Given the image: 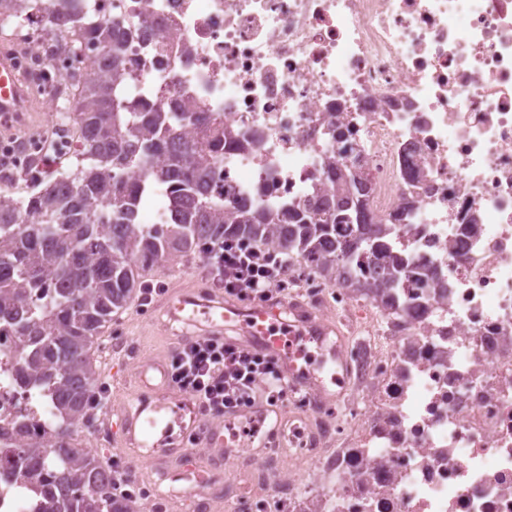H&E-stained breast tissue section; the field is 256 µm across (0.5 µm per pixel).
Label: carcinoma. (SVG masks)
<instances>
[{"mask_svg": "<svg viewBox=\"0 0 512 512\" xmlns=\"http://www.w3.org/2000/svg\"><path fill=\"white\" fill-rule=\"evenodd\" d=\"M31 9V0H0V25L28 19ZM46 28L56 43L87 34L99 54L75 92L76 168L27 193L25 221L21 207L0 201V324L12 328L22 354L20 384L55 409L52 447L12 448L5 474L32 490L35 512H133L113 492L112 470L76 446L72 426L94 419L91 349L143 287L141 271L216 240L273 239L277 251L312 257L335 284L375 293L394 309L412 268L392 252V225L366 211L367 182L356 167H337L333 192L276 211L214 199L231 133L209 127L193 102L164 112L115 93L128 65L124 25L100 18L88 0H57ZM132 165L164 193L165 223H138L144 195L121 178Z\"/></svg>", "mask_w": 512, "mask_h": 512, "instance_id": "carcinoma-1", "label": "carcinoma"}]
</instances>
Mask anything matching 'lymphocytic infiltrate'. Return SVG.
<instances>
[{
  "mask_svg": "<svg viewBox=\"0 0 512 512\" xmlns=\"http://www.w3.org/2000/svg\"><path fill=\"white\" fill-rule=\"evenodd\" d=\"M207 287L241 302L287 299L302 278L282 253L239 238L205 244L200 252ZM171 381L199 402L201 414L221 417L287 399L275 360L215 337L179 344L168 359Z\"/></svg>",
  "mask_w": 512,
  "mask_h": 512,
  "instance_id": "obj_1",
  "label": "lymphocytic infiltrate"
}]
</instances>
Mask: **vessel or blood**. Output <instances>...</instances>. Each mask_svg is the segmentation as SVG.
<instances>
[{"label":"vessel or blood","mask_w":512,"mask_h":512,"mask_svg":"<svg viewBox=\"0 0 512 512\" xmlns=\"http://www.w3.org/2000/svg\"><path fill=\"white\" fill-rule=\"evenodd\" d=\"M35 105L17 75L12 55L0 51V119L34 111ZM281 303L244 306L221 297L198 298L185 291L171 298L165 313L169 322L192 325L200 336L233 334L237 344L276 359L292 391L305 388L309 376L297 359L312 343L331 335V327L303 314L289 326L279 320ZM161 363L149 361L138 370L137 383L120 421L124 440L134 441L137 461H151L154 452L189 453L187 444L197 425L196 401L183 393L169 392L168 378L158 377Z\"/></svg>","instance_id":"1"}]
</instances>
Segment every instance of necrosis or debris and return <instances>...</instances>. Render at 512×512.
Returning a JSON list of instances; mask_svg holds the SVG:
<instances>
[{
    "label": "necrosis or debris",
    "mask_w": 512,
    "mask_h": 512,
    "mask_svg": "<svg viewBox=\"0 0 512 512\" xmlns=\"http://www.w3.org/2000/svg\"><path fill=\"white\" fill-rule=\"evenodd\" d=\"M55 0H36L12 36L38 93L66 99L84 55L47 40ZM131 30L125 96L168 109L189 100L223 120L213 184L225 200L277 207L327 191L330 163L360 161L367 209L397 220L394 252L434 270L405 310L301 262L319 318L384 311L390 346L337 344L315 370L284 446L292 461L249 467L252 495L279 512H512V0H97ZM73 114L23 144L0 139V196L77 150ZM0 335V439L21 414L50 444L52 415L16 376ZM369 381L365 409L323 389Z\"/></svg>",
    "instance_id": "necrosis-or-debris-1"
}]
</instances>
